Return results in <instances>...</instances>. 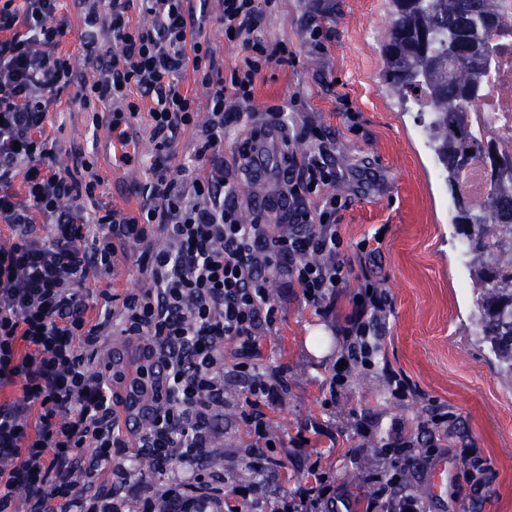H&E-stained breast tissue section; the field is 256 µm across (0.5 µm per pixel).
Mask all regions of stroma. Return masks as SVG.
Listing matches in <instances>:
<instances>
[{
  "label": "stroma",
  "mask_w": 512,
  "mask_h": 512,
  "mask_svg": "<svg viewBox=\"0 0 512 512\" xmlns=\"http://www.w3.org/2000/svg\"><path fill=\"white\" fill-rule=\"evenodd\" d=\"M186 6L203 15L201 37L221 73L227 76L242 66L247 51L225 39L220 0H187ZM59 15L66 22L59 50L70 57L75 74L48 114L52 162L66 170L80 154L93 163L101 183L94 197L80 200L86 214H95L101 199L124 212H137L154 159L149 117L153 102L140 101V112L128 125L139 146L134 161L113 170L102 153L104 128L94 120L102 105H84L80 88L81 81L98 78L95 63L80 45L83 34L94 32L104 52L111 50L112 37L95 21L92 0H61ZM314 25L320 29L316 44L308 34ZM390 25L388 0H277L260 35L286 46L293 60L263 70L248 121L224 135V178L249 222L258 209L239 168L246 134L268 122L271 113H281L289 157L301 165L311 151L301 137L304 127L324 132L338 172L329 190L350 200L336 215L345 242L353 244L378 231L384 237L382 259L373 272L393 300L385 322L384 367L402 370L419 391L403 402L392 399L384 367H378L354 371L335 403H326V379L341 350V316L348 301L340 299L335 316L325 319L298 292L273 285L277 320L254 363L259 372L288 380L281 400L267 410L270 429L284 444L283 467L279 478L264 482L258 497L270 505L292 495L312 462L329 479L365 493L367 478L386 471L374 450L385 443L393 425L416 428L438 404L450 416L448 446L439 452L450 465L448 483L437 495L429 490L434 462L424 463L412 476L411 486L423 498L426 512H512V385L499 375L488 348L475 336L470 268L460 259L450 195L416 108L392 96L382 78L380 33ZM199 137V127H186L171 148L170 175L185 187L192 176L212 167L210 158L197 155ZM141 253L132 243L119 246L114 272L97 280L98 291L111 288L122 294L148 288ZM144 342V337L125 335L120 315H113L94 367L108 375L121 396L130 395L144 363ZM224 386L227 402L220 425L224 474L232 488L249 484L258 474L239 421L240 387L230 378ZM464 446L489 468L490 484H482L479 471L454 465Z\"/></svg>",
  "instance_id": "35a3bbf8"
}]
</instances>
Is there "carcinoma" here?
<instances>
[{
  "mask_svg": "<svg viewBox=\"0 0 512 512\" xmlns=\"http://www.w3.org/2000/svg\"><path fill=\"white\" fill-rule=\"evenodd\" d=\"M393 22L384 44V77L391 91L420 107L428 143L452 200V223L467 243L477 292L475 325L500 374L512 380V156L484 142L462 108L475 104L492 62L484 35L501 22L498 0H391ZM472 154H466V150ZM480 160L490 192L473 207L459 188L462 169Z\"/></svg>",
  "mask_w": 512,
  "mask_h": 512,
  "instance_id": "1",
  "label": "carcinoma"
}]
</instances>
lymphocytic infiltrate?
<instances>
[{
	"label": "lymphocytic infiltrate",
	"instance_id": "obj_1",
	"mask_svg": "<svg viewBox=\"0 0 512 512\" xmlns=\"http://www.w3.org/2000/svg\"><path fill=\"white\" fill-rule=\"evenodd\" d=\"M275 0H223L224 36L248 52L243 66L223 78L207 43L195 39L202 25L184 0H101L99 18L119 49L96 57L100 78L83 84L85 95L125 104L116 121L137 116L138 99L153 102L149 115L156 156L138 214L104 203L88 220L79 201L99 184L55 170L45 125L73 70L59 53L64 22L60 0H0V390L19 388L0 400V512H243L250 487L227 490L216 460L224 408V343L235 345L234 370L243 382L241 425L252 455L278 467L266 410L285 388L269 380L253 358L276 321L273 280L298 289L315 314L334 313L354 271L364 272L343 320L340 362L326 385L336 397L353 369H374L382 352L379 326L392 297L367 272L382 253L379 237L345 243L336 213L346 196L325 195L336 169L325 150L300 171H289L286 218L279 224L255 217L244 223L224 200L221 168L192 178L182 190L169 175V149L180 129L193 125L192 98L180 90L186 68L200 70L211 85L208 118L198 156L218 155L226 127L244 119L256 83L270 64H287L288 52L259 36ZM151 17L131 25V7ZM22 187H15V179ZM322 198L311 208L310 196ZM163 247H156V240ZM143 248L142 272L152 286L117 295L101 291L104 310L120 306L123 331L146 337L139 369L150 394L144 426L125 431L115 393L94 359L108 320L92 321L83 292L109 275L117 247ZM448 437V411L432 408L416 431L396 424L380 448L391 469L372 476L365 512H424L418 494L404 484L419 458L434 455ZM145 458L167 474L158 483L135 476L131 460ZM112 482H97L102 472ZM308 479L271 512H353L351 494L329 481L317 464Z\"/></svg>",
	"mask_w": 512,
	"mask_h": 512
}]
</instances>
